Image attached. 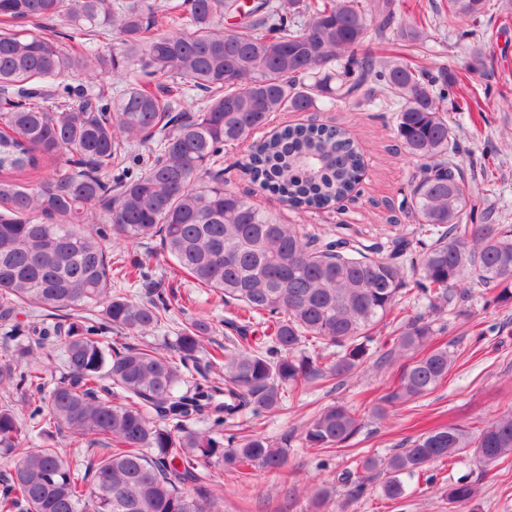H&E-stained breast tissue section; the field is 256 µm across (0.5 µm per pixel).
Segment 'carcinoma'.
I'll list each match as a JSON object with an SVG mask.
<instances>
[{"label": "carcinoma", "mask_w": 512, "mask_h": 512, "mask_svg": "<svg viewBox=\"0 0 512 512\" xmlns=\"http://www.w3.org/2000/svg\"><path fill=\"white\" fill-rule=\"evenodd\" d=\"M487 15V0H448L450 29ZM47 21L76 34L59 41ZM395 23L396 0H0V390L21 403L0 405V455L13 460L0 512H223V490L201 467L282 469L285 447L233 429L279 410L284 386L333 387L365 367L379 325L396 332L382 359L402 360L384 402L418 400L448 378L454 355L431 347L432 322L404 314L403 297L440 316L468 298V280L512 304V225L474 223L440 106L467 75L419 60L423 25ZM69 73L88 85L57 82ZM378 93L419 162L402 199L418 234L369 245L308 234L224 188V147L246 142L241 168L293 208L350 197L364 155L347 130L251 136L277 112ZM154 238L177 272L235 308L224 320L233 348L207 347L213 325L196 313L164 349L105 339L112 328L148 336L170 318L163 290L125 293L150 280L149 263L112 255ZM57 352L64 374L50 383ZM360 428L351 409L328 405L303 441L342 448ZM55 431L85 443L84 473L56 447H31ZM463 453L483 467L511 457L512 410L475 433L432 427L339 482L358 501L366 473L380 470L395 500L407 480ZM443 494L464 509L476 483Z\"/></svg>", "instance_id": "1"}]
</instances>
